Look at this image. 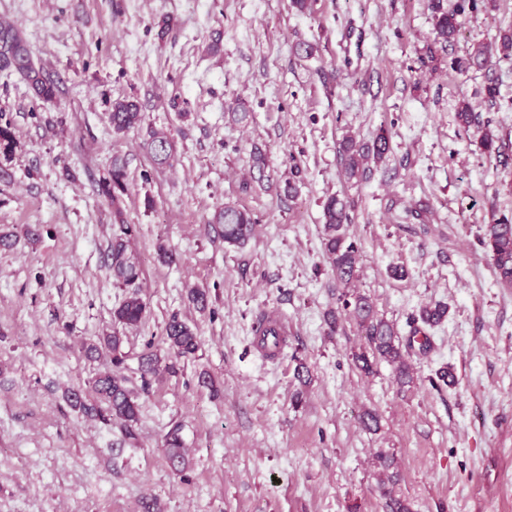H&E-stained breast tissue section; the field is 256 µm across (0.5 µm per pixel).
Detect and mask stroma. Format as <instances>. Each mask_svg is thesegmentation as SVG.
I'll return each instance as SVG.
<instances>
[{"label": "stroma", "mask_w": 512, "mask_h": 512, "mask_svg": "<svg viewBox=\"0 0 512 512\" xmlns=\"http://www.w3.org/2000/svg\"><path fill=\"white\" fill-rule=\"evenodd\" d=\"M1 19L59 92L36 104L0 70V116L18 140L0 156V233L17 237L0 248V512H387L390 495L411 512H512V289L480 242L484 224L512 217V164L480 145L490 128L512 156V63L451 66L512 30V0H481L432 55L429 0L302 11L291 0H0ZM304 44L312 56L298 54ZM118 99L139 103L142 130L113 133ZM462 99L480 126L458 124ZM151 127L172 141L168 166L143 149ZM383 129L388 161L346 181L343 137L369 143ZM116 157L147 305L122 346L140 404L133 444L66 400L112 367L83 344L111 331L126 295L106 266L112 207L99 191ZM332 195L351 204L355 289L401 341L422 306L448 307L427 331L431 350L409 351L410 385L384 361L369 374L354 363L370 346L324 255ZM227 205L256 217L245 246L224 244L212 222ZM161 244L174 264L159 260ZM192 287L208 291L207 311ZM271 311L289 330L274 359L253 335ZM174 314L201 347L143 384L138 358L164 353ZM443 366L454 382L432 386ZM369 413L377 430L363 425ZM174 422L190 459L181 477L162 448ZM380 452L394 461L386 489Z\"/></svg>", "instance_id": "stroma-1"}]
</instances>
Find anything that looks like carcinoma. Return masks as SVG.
Instances as JSON below:
<instances>
[{
  "label": "carcinoma",
  "instance_id": "obj_1",
  "mask_svg": "<svg viewBox=\"0 0 512 512\" xmlns=\"http://www.w3.org/2000/svg\"><path fill=\"white\" fill-rule=\"evenodd\" d=\"M478 9V0H431V10L435 20V42L441 45L451 44L459 31L462 17L468 11ZM10 46L11 59L0 63V70H10L20 75L31 87L35 99L42 103H51L56 99L58 86L43 69L36 67L32 60L21 29L7 21H0V43ZM498 59L512 61V33L506 32L494 48ZM489 54L482 47L465 57L452 60V67L466 72L473 67H482L488 61ZM459 124L468 128L479 123V115L470 103L462 101L456 111ZM144 117L139 104L124 99L112 103L108 112V122L112 132L119 135L141 127ZM484 151L492 156L503 155L504 143L492 131L484 132L481 139ZM17 147V140L10 122H0V153L9 156ZM143 149L153 164L164 167L170 164L173 146L167 136L149 131L143 143ZM390 152V136L381 131L372 143L359 144L348 138L342 144L343 169L350 179H363L371 172L370 164L383 162ZM125 166L119 159L112 161L109 177L100 183L102 194L112 200V243L108 251V265L112 278L121 287L127 289L124 300L112 311V334L99 337L96 344L88 346V351L104 349L112 353L113 370L99 374L93 380L96 402L88 404L79 390L70 393L68 400L72 407L86 415L99 419L107 426L115 425L124 439L130 443L138 440L140 405L137 397L128 387L129 379L121 372L125 355L121 353L123 336L120 329L137 326L146 313V305L140 297V266L137 257L129 250L128 242L134 234V226L127 223L123 210L119 206L120 197L127 192ZM215 223L221 225L224 243L240 246L250 238L255 219L251 213L236 206H226L214 215ZM324 251L336 275V280L349 285L360 268L361 254L357 245L349 240L348 224L351 217L345 201L334 196L323 205ZM482 245L491 253L499 280L512 288V218L502 216L484 225ZM342 308L350 310L356 323L364 330L371 348V354L359 353L355 362L360 370L370 373L374 361L380 359L394 366L400 384L410 383V364L402 350L398 332L394 324L376 316L367 297L353 295L343 297ZM448 314L443 304L421 307L419 314L412 317V323L420 322L428 327L441 324ZM165 342L168 345L169 362L161 364V358L155 353H146L139 359L141 378L155 377L161 371H176V363L181 359L196 356L200 349V340L193 328L178 315H172L164 328ZM165 455L171 470L182 474L188 467L182 426L171 424L164 436Z\"/></svg>",
  "mask_w": 512,
  "mask_h": 512
}]
</instances>
